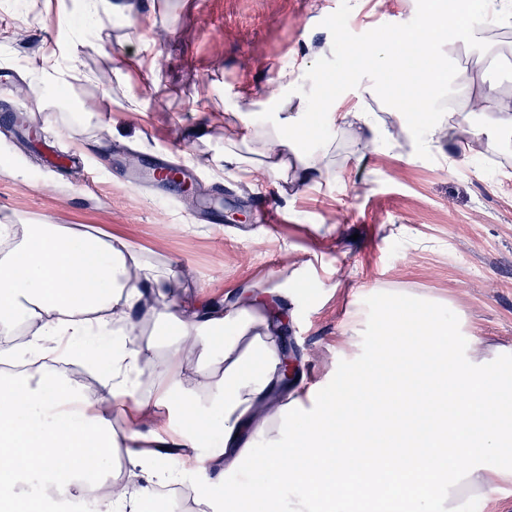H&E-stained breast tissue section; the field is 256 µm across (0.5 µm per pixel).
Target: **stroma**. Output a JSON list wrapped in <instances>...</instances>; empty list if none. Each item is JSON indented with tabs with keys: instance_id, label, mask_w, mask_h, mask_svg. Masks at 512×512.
I'll list each match as a JSON object with an SVG mask.
<instances>
[{
	"instance_id": "obj_1",
	"label": "stroma",
	"mask_w": 512,
	"mask_h": 512,
	"mask_svg": "<svg viewBox=\"0 0 512 512\" xmlns=\"http://www.w3.org/2000/svg\"><path fill=\"white\" fill-rule=\"evenodd\" d=\"M101 25L81 0H0V68L29 82L45 56L77 53L70 96L84 114L41 109L37 96L8 92L0 109H15L0 126V215L29 224H82L94 236L125 240L143 260L171 269L176 299L234 301L250 292L288 322L292 355L308 398L289 414L308 419L339 375L358 370L375 345L384 312L403 316L418 301L436 316L452 315L481 356L512 348V145L463 159L469 133L439 135L419 153L385 98L362 95L380 83L340 87L386 129L375 146L361 140L359 121H314L301 134L307 150H327L328 172L305 187L266 177L219 173L224 150L219 117L245 113V142L270 130L280 102L316 98L338 72L352 67L372 35L418 21L420 0H105ZM152 23L137 28L142 15ZM459 30L466 47L456 65L483 67L487 87L512 94V29L493 13ZM71 36L85 47L72 49ZM483 36L474 47L472 34ZM111 68L112 83L97 73ZM193 166L194 198L172 206L135 191L101 168L113 155L148 159L158 152ZM267 192L276 224L256 223L251 197ZM156 347L149 370L169 360L170 330L150 315ZM176 358L183 384L203 391L224 374V360L198 352ZM117 433L151 450L156 433L191 428L189 418L131 407L112 410ZM224 471L209 461L189 474L193 512H225Z\"/></svg>"
}]
</instances>
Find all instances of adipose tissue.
<instances>
[{
  "instance_id": "obj_1",
  "label": "adipose tissue",
  "mask_w": 512,
  "mask_h": 512,
  "mask_svg": "<svg viewBox=\"0 0 512 512\" xmlns=\"http://www.w3.org/2000/svg\"><path fill=\"white\" fill-rule=\"evenodd\" d=\"M473 7V0H460L450 12L443 0H427L420 24L379 32L365 47L364 64L385 65L392 85L415 87L423 109L398 112L403 127L432 138L444 129L453 135L479 124L493 144L512 135V105L485 89L450 106L449 126L439 121L440 103L458 76L454 57L440 46L448 41L449 23ZM412 54L425 59L415 77L403 65ZM318 110L334 124L366 123L368 143L380 137L367 112L324 110L308 102L262 137L254 170L299 186L323 176L324 154L305 150L289 134ZM173 279V273L142 261L126 241L93 236L78 224L0 223V334L11 335L10 322L22 313L37 324L27 353H43L53 338L59 342L56 355L69 359L86 352L96 337V352L108 362L102 387L90 401L46 366L32 381L0 375V512H56L51 497L29 501L19 494L29 474L73 490L111 469L119 441L109 409L136 390L150 361L149 348L134 339L133 313L148 294L172 288ZM262 309L257 298L156 310L155 318L173 327L176 347L190 343L201 356L222 353L230 361L207 399L184 389L168 363L152 395L139 402L194 419L180 447L219 431L220 443L209 455L223 458L225 472L237 476L232 503L251 502L259 512H469L471 498L493 502L501 482L512 481V359L461 351L453 319L432 315L424 304L408 316L383 319L372 356L393 360L405 373L392 398H383L379 375L363 365L337 383L306 423L289 429L287 447L243 470L240 432L249 427L262 436L271 418L299 401L294 390L271 396L280 379L279 325ZM430 354L438 358L437 368L416 367L417 358ZM184 475L178 464L152 463L143 469L140 485L107 499L105 512H146L157 485Z\"/></svg>"
}]
</instances>
